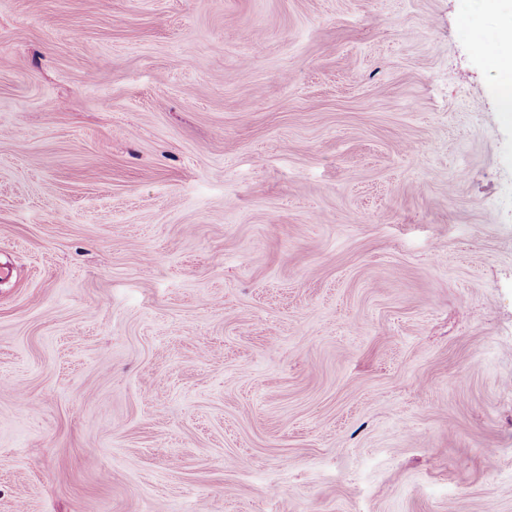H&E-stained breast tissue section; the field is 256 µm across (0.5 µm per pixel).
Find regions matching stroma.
Masks as SVG:
<instances>
[{
    "label": "stroma",
    "mask_w": 512,
    "mask_h": 512,
    "mask_svg": "<svg viewBox=\"0 0 512 512\" xmlns=\"http://www.w3.org/2000/svg\"><path fill=\"white\" fill-rule=\"evenodd\" d=\"M493 26L0 0V512H512Z\"/></svg>",
    "instance_id": "obj_1"
}]
</instances>
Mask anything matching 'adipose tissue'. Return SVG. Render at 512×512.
Listing matches in <instances>:
<instances>
[{
    "label": "adipose tissue",
    "mask_w": 512,
    "mask_h": 512,
    "mask_svg": "<svg viewBox=\"0 0 512 512\" xmlns=\"http://www.w3.org/2000/svg\"><path fill=\"white\" fill-rule=\"evenodd\" d=\"M495 15L496 25L486 37L482 49L487 63L499 76V108L512 116V0H484Z\"/></svg>",
    "instance_id": "obj_1"
}]
</instances>
